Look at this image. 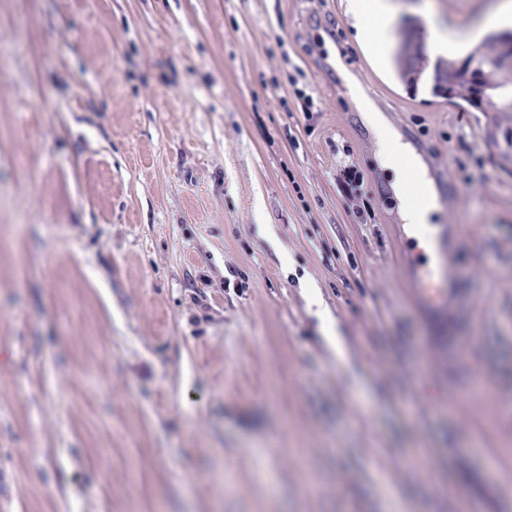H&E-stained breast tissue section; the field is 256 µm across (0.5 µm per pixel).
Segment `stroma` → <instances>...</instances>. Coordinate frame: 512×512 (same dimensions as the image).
I'll return each mask as SVG.
<instances>
[{
	"instance_id": "obj_1",
	"label": "stroma",
	"mask_w": 512,
	"mask_h": 512,
	"mask_svg": "<svg viewBox=\"0 0 512 512\" xmlns=\"http://www.w3.org/2000/svg\"><path fill=\"white\" fill-rule=\"evenodd\" d=\"M498 2L432 0L465 43ZM353 23L0 0V512H512V113L431 94L422 13L414 89ZM335 55L454 185L436 313Z\"/></svg>"
}]
</instances>
